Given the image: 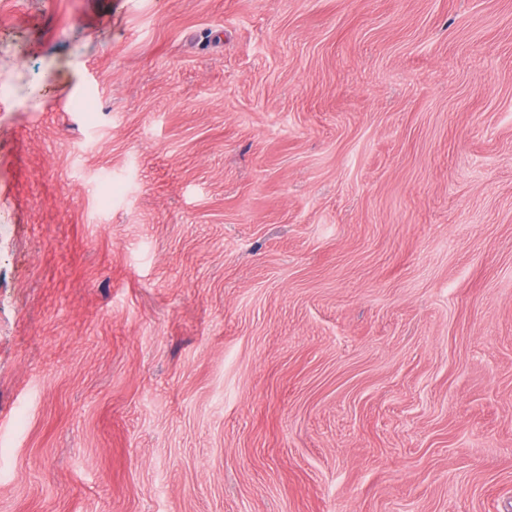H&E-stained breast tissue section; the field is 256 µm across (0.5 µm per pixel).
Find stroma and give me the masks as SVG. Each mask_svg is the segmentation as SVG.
<instances>
[{
  "label": "stroma",
  "instance_id": "stroma-1",
  "mask_svg": "<svg viewBox=\"0 0 512 512\" xmlns=\"http://www.w3.org/2000/svg\"><path fill=\"white\" fill-rule=\"evenodd\" d=\"M3 74L0 512H512V0H0Z\"/></svg>",
  "mask_w": 512,
  "mask_h": 512
}]
</instances>
